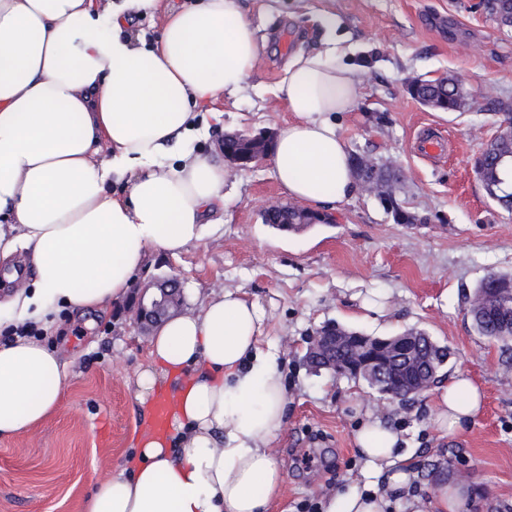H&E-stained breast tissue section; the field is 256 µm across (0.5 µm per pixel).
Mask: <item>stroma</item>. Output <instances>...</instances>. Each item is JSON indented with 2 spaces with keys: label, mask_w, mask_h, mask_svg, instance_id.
Returning <instances> with one entry per match:
<instances>
[{
  "label": "stroma",
  "mask_w": 512,
  "mask_h": 512,
  "mask_svg": "<svg viewBox=\"0 0 512 512\" xmlns=\"http://www.w3.org/2000/svg\"><path fill=\"white\" fill-rule=\"evenodd\" d=\"M479 0H240L261 44L249 86L225 100L223 128L202 140L213 152L225 134L278 130L292 114L272 94L289 58L335 39L362 81V98L337 114L350 153L399 165L396 191L416 223L394 221L379 200L357 190L328 212L332 224L297 234L261 217L288 203L269 160L237 172L225 189L224 221L177 257L152 255L134 275L142 285L171 275L184 304L213 289L240 288L266 313L264 334L280 346L288 389L287 419L272 442L284 473L271 512H319L347 482L372 479L356 444L367 414L402 432L403 453L421 499L465 466L458 512H512V351L479 336L468 301L490 271L512 274V213L487 197L474 160L496 133L499 110L512 108V30L499 29ZM336 18L335 33L321 24ZM453 75L471 94L469 107L443 113L423 106L407 81ZM445 136L430 156L423 140ZM369 336L426 331L451 355L443 377L468 375L483 406L465 430L436 428L439 387L406 405L381 400L361 381L313 373L306 339L327 322ZM54 339L75 366L57 409L29 433L0 442V512H83L94 485L133 451L147 412L134 381L147 362L148 337L127 305L109 314L61 313Z\"/></svg>",
  "instance_id": "stroma-1"
}]
</instances>
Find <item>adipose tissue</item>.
<instances>
[{
	"label": "adipose tissue",
	"mask_w": 512,
	"mask_h": 512,
	"mask_svg": "<svg viewBox=\"0 0 512 512\" xmlns=\"http://www.w3.org/2000/svg\"><path fill=\"white\" fill-rule=\"evenodd\" d=\"M148 12L161 15L152 42L133 29ZM259 60L239 0H0V266L12 273L0 325L27 330L0 344V440L60 403L69 363L44 342L59 313L111 309L152 254H179L223 214L231 171L197 143L222 121L213 103L243 91ZM274 93L294 115L270 156L282 191L316 206L352 196L334 117L362 96L356 68L332 50L299 56ZM264 319L228 288L155 329L135 385L144 405L168 387V427L140 433L84 512H269L284 482L270 446L288 390ZM482 398L453 376L436 426L463 430ZM356 441L386 486L331 492L325 512H388L390 493L411 485L394 468L402 437L372 415Z\"/></svg>",
	"instance_id": "adipose-tissue-1"
}]
</instances>
